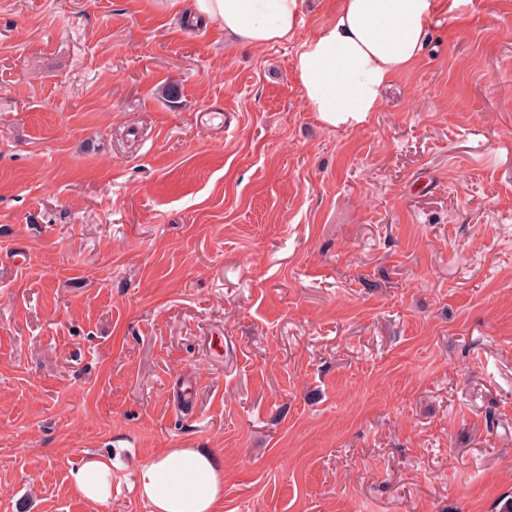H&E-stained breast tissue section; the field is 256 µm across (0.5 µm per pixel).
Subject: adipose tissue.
<instances>
[{
    "label": "adipose tissue",
    "mask_w": 512,
    "mask_h": 512,
    "mask_svg": "<svg viewBox=\"0 0 512 512\" xmlns=\"http://www.w3.org/2000/svg\"><path fill=\"white\" fill-rule=\"evenodd\" d=\"M303 0H191L193 12L239 43L262 48L299 41L294 61L307 111L329 127L360 126L380 92L420 58L437 0H342L312 35L301 37ZM139 490L151 512H218L224 471L198 448H167L139 467ZM86 502L112 498V460L87 456L70 471Z\"/></svg>",
    "instance_id": "obj_1"
}]
</instances>
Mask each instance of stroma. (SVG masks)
<instances>
[{"instance_id":"1","label":"stroma","mask_w":512,"mask_h":512,"mask_svg":"<svg viewBox=\"0 0 512 512\" xmlns=\"http://www.w3.org/2000/svg\"><path fill=\"white\" fill-rule=\"evenodd\" d=\"M186 11L0 0V512H150L164 448L213 453L222 512H501L512 0H438L336 130L298 42ZM90 453L97 506L69 482ZM75 493L86 502L103 504L112 498V458L89 455L70 470Z\"/></svg>"}]
</instances>
